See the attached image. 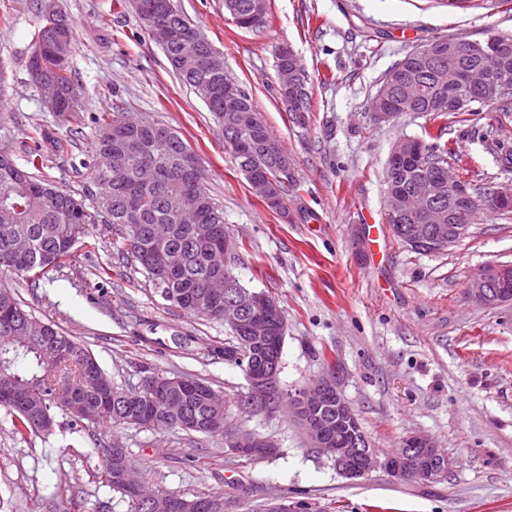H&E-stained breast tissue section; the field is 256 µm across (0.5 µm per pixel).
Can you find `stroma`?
<instances>
[{
	"label": "stroma",
	"instance_id": "1",
	"mask_svg": "<svg viewBox=\"0 0 512 512\" xmlns=\"http://www.w3.org/2000/svg\"><path fill=\"white\" fill-rule=\"evenodd\" d=\"M242 82L293 161L289 219L252 192L221 125L173 73L131 0H0V142L27 165L78 192L87 182L100 115L113 104L180 131L204 161L224 210L240 284L272 295L286 332L280 382L293 392L335 372L379 456L421 434L456 460L439 482L384 469L348 479L312 448L287 408L248 413L239 367L224 360L230 332L185 315L121 253L111 225L94 246L36 287L0 274L26 309L82 340L113 382L137 388L155 373L191 376L224 397L229 425L272 438L275 456L247 459L223 437L125 428L96 432L59 417L52 435L15 434L0 408V512H128L96 477L101 451L120 440L148 486L229 498L252 512L283 495L309 512H512V304L486 307L465 292L471 269L512 263V214H484L468 235L420 253L388 231L385 166L393 144L442 131L475 183L512 180V114L485 107L447 122L407 112L389 123L368 110L385 74L435 37L512 35V0H268L269 21L239 28L224 0H176ZM75 23L67 74L79 111H48L27 71L45 7ZM292 49L312 80L313 110L294 123L277 92L276 55ZM65 143L55 152L54 140Z\"/></svg>",
	"mask_w": 512,
	"mask_h": 512
}]
</instances>
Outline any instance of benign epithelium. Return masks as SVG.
<instances>
[{"mask_svg":"<svg viewBox=\"0 0 512 512\" xmlns=\"http://www.w3.org/2000/svg\"><path fill=\"white\" fill-rule=\"evenodd\" d=\"M498 40L490 36L480 41H469L461 45L458 41H448V54L454 55L465 49L487 48L494 50ZM177 69L185 76H193L199 68V57L191 50H183L176 56ZM401 69L389 72L372 100V112L375 117L388 122L397 113L391 111L387 103V89L400 81ZM39 87L46 100L57 95L56 78L47 72L39 77ZM421 141L404 138L392 147L388 162H393L416 151ZM443 196L437 178L424 176L418 179L408 192L400 188L390 189L387 195L386 223L389 232L399 236L404 243L413 248H425L432 253L442 251L447 243L435 235L429 224H416L419 218L429 219V215L420 213L418 201ZM512 202V186L505 184L492 191L473 192L461 178L448 174V221L458 215L469 213L497 212ZM512 279V264L505 262H487L471 273L467 279V294L485 306H498L512 303V290L506 283ZM279 312L278 303L271 297L256 292H239L224 299V323L242 324L246 327L244 343L253 352L259 351L271 339V315ZM279 358L268 349L263 352L259 362L248 369L249 409H276L283 400H288L311 443L325 455L336 470L348 479H357L368 475L377 468L385 469L400 480L419 479L438 482L448 477L455 461L446 452L437 448L435 442L422 435L408 436L397 456L379 458L368 437L360 431V424L353 411L346 408L342 419L336 426H345L353 436L354 447L333 448L330 424L321 415L322 405L330 395L342 396L336 382V376L330 373L316 384L303 389L296 396L285 398L279 386ZM225 443L229 449L240 455H260L276 447L275 442L266 436L251 432H241L224 427ZM124 490L144 510V512H173L171 496L157 490L145 494L144 486L127 476L122 480Z\"/></svg>","mask_w":512,"mask_h":512,"instance_id":"obj_1","label":"benign epithelium"}]
</instances>
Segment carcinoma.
<instances>
[{"label":"carcinoma","instance_id":"obj_1","mask_svg":"<svg viewBox=\"0 0 512 512\" xmlns=\"http://www.w3.org/2000/svg\"><path fill=\"white\" fill-rule=\"evenodd\" d=\"M235 14L233 22L241 29L256 13L267 16L268 0H230ZM137 14L156 9L166 16L171 27L186 33L198 29L175 0H133ZM46 22L62 30L67 38L63 50L55 51L50 30L37 34L29 56L34 69L46 65L56 74L61 88L51 111L63 115L74 112L79 95L74 83L59 73L71 52L74 23L62 12L49 14ZM148 36L163 49L169 64H174L179 42L164 40L158 31L145 27ZM209 65L191 79L181 81L193 90L224 123V145L233 153L240 170L258 178H277V156L265 151L272 136L257 112L247 90H242L239 108L224 110V57L209 41L202 43ZM404 80L422 86L416 112H429L437 118L450 114L441 99L448 97V70L462 74L480 69L488 78L484 92L466 91L467 99L458 108L470 111L473 103L496 107L498 112H512V93L494 92L499 82L512 83V35L496 55L483 52L445 55L422 67L402 66ZM124 111L112 105V113L98 120L91 181L78 194L55 186L51 181L19 165L9 147L0 146V270L25 280L30 285L50 277L75 258L77 245L92 246L89 226L103 222L119 232L124 253L137 261L148 281L161 298L194 317L220 320L205 308H224V298L205 288L214 269L211 252L224 248V212L206 191L204 169L191 178L184 168L185 156L194 148L181 133L152 118L145 119L139 130H122ZM427 153L407 159L396 175L386 174L385 184L394 183L409 189L422 174H437L453 157L441 135L428 133L424 141ZM193 187L198 193L196 222L184 224L178 209L182 192ZM24 240L28 252H15V242ZM42 324L36 339L22 341L24 323ZM231 342L224 347V359L241 369L248 367L250 355L241 350L238 337L242 330L230 328ZM27 360L30 366L18 369ZM0 367L5 384L0 386V407L13 417L15 432L51 435L61 414L74 423L87 422L97 429L141 428L138 415L147 414L157 431H183L209 436L224 428V408L212 407L206 395L186 390L171 400L152 407L147 405L151 383L165 379L163 374L146 377L136 390H124L112 382L88 348L64 334L56 324L37 319L23 309L14 289L0 283ZM130 467L128 456L114 457V449H103L97 478L121 491V477Z\"/></svg>","mask_w":512,"mask_h":512}]
</instances>
